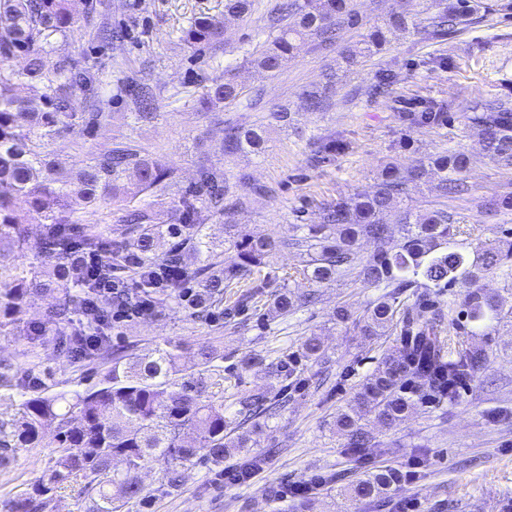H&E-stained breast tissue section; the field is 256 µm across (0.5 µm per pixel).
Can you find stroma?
I'll return each instance as SVG.
<instances>
[{"label":"stroma","mask_w":512,"mask_h":512,"mask_svg":"<svg viewBox=\"0 0 512 512\" xmlns=\"http://www.w3.org/2000/svg\"><path fill=\"white\" fill-rule=\"evenodd\" d=\"M275 2L256 0L252 15L232 23L224 42L191 50L182 40L185 30L200 15L223 17L224 0H109L113 24L127 31L122 50L97 47L85 27L69 46L91 67L112 121L92 135L76 130L57 142L67 167L80 168L88 154L130 146L143 154H165L186 186L200 160H210L223 167L238 203L228 220L205 217L213 241L223 242L230 223L236 234L276 243L249 281L225 289L223 317L201 322L185 307L170 303L114 320L113 344L139 355L167 340L182 343L190 353L201 345L213 346L228 367L242 354H261L264 365L239 376L225 372L226 416H233L239 400L254 393L288 400L280 416L251 430L252 451L265 456L266 463L248 482L232 484L193 466L178 491L156 497L153 510L272 512L270 489L317 475L352 476L375 465L403 468L414 461L415 480L386 499L354 508L338 492L321 493L310 512H400L406 501L415 502L416 512H505L512 504V328L500 327L489 340L476 337V344L488 345L490 360L454 402L417 404L391 428L369 421L372 446L348 447L334 427L336 414L381 355L396 347L397 335H363L356 320L380 289L363 283L354 271L316 286L302 273L308 252L292 240L305 235L306 225L321 223L329 204L370 189L385 167L446 152L468 156V193L444 195L438 177L430 174L409 187L407 204L420 211H448L462 229L454 243L465 252L512 237V210L488 209L512 193V168L488 157L480 128L468 120L476 99H512V0H485L488 11L455 26L439 41L422 33L390 34L379 54L353 68L329 111L299 112L294 128L270 131L265 155L227 156L219 150L226 125L259 123L274 105L297 109L302 88L318 82L344 47L390 13L425 19L430 0H352L359 22L342 30L337 45L323 50L306 42L286 68L270 76L248 69L245 60L265 44L270 34L267 10ZM436 57L446 59L445 68L432 67ZM228 70L244 86L240 100L220 110L201 109L199 98ZM389 70L400 73V82L376 92L378 75ZM134 80L154 88L158 116L152 122L138 124L132 118L134 105L126 87ZM423 97L443 103L441 122L407 127L402 114L416 111ZM283 285L300 298L317 293L318 300L285 317L270 314L273 295ZM342 305L349 307L353 321L337 322L336 309ZM313 333L321 337L327 358L298 368V387H289L284 375L269 373L268 362L285 360L302 337ZM32 353L57 381L94 372L90 365L77 368L53 349L31 348L26 337H0V359L18 365ZM58 458L53 448H17L0 461V512H8L34 482L55 469Z\"/></svg>","instance_id":"stroma-1"}]
</instances>
